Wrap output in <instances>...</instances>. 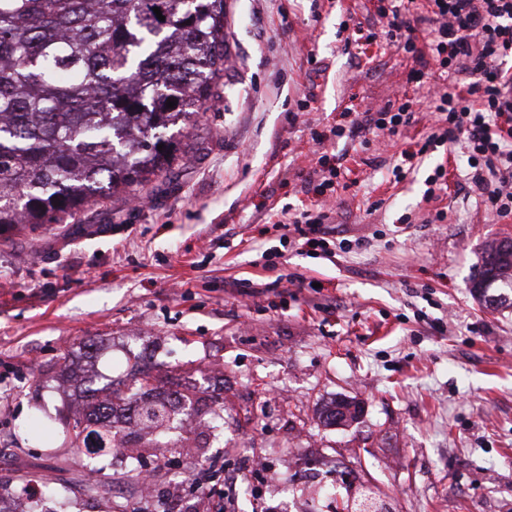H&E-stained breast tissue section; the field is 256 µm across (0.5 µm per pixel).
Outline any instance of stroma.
Listing matches in <instances>:
<instances>
[{
  "label": "stroma",
  "instance_id": "35a3bbf8",
  "mask_svg": "<svg viewBox=\"0 0 512 512\" xmlns=\"http://www.w3.org/2000/svg\"><path fill=\"white\" fill-rule=\"evenodd\" d=\"M390 4L224 0L229 60L214 107L175 135L183 161L92 205L105 232L48 224L0 242V487L11 499L47 483L67 512L140 501L125 458L72 445L66 430L86 404L81 370L119 390L140 369L201 409L187 436L138 451L155 502L219 470L239 477L229 512L311 501L331 512L366 489L391 512H512V307L470 291L512 218L485 209L457 147L417 156L395 180L429 112L378 150L312 140L349 124L345 109L426 100L434 79L409 80L378 21ZM357 28L375 40L345 45ZM322 153L343 170L332 254L286 242L277 225L282 208L315 202L306 175ZM440 165L448 193L425 201ZM438 210L445 220L426 223ZM339 397L362 416L325 426L320 411ZM43 414L49 438L34 427ZM312 455L320 471L287 492L250 464Z\"/></svg>",
  "mask_w": 512,
  "mask_h": 512
}]
</instances>
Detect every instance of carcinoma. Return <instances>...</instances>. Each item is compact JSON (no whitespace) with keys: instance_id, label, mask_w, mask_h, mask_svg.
<instances>
[{"instance_id":"obj_1","label":"carcinoma","mask_w":512,"mask_h":512,"mask_svg":"<svg viewBox=\"0 0 512 512\" xmlns=\"http://www.w3.org/2000/svg\"><path fill=\"white\" fill-rule=\"evenodd\" d=\"M224 59V0H0V234L22 224L83 233L91 205L167 171L177 159L168 131L210 108ZM471 291L512 306V241L485 247ZM163 394L146 373L109 391L102 429L115 451L121 407L152 431L198 413ZM360 413L338 399L321 418L337 426Z\"/></svg>"}]
</instances>
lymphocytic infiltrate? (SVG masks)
I'll use <instances>...</instances> for the list:
<instances>
[{
	"label": "lymphocytic infiltrate",
	"mask_w": 512,
	"mask_h": 512,
	"mask_svg": "<svg viewBox=\"0 0 512 512\" xmlns=\"http://www.w3.org/2000/svg\"><path fill=\"white\" fill-rule=\"evenodd\" d=\"M389 41L410 60L409 78L419 83L429 72L445 75L446 84L429 94L437 117L425 146L445 143L464 147L471 180L486 209L500 218L512 216V0H401L380 10ZM418 121L412 101L387 104L376 112L314 134L316 144L388 132L397 135ZM340 175L318 159L306 179L319 201L315 208L290 214L283 230L297 234L303 246L328 249L326 204Z\"/></svg>",
	"instance_id": "f902f5d3"
}]
</instances>
